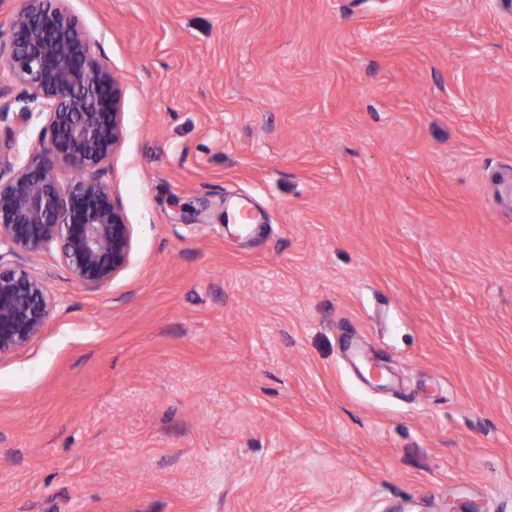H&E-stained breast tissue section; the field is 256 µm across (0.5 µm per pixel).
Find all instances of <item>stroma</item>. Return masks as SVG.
<instances>
[{
  "label": "stroma",
  "instance_id": "obj_1",
  "mask_svg": "<svg viewBox=\"0 0 512 512\" xmlns=\"http://www.w3.org/2000/svg\"><path fill=\"white\" fill-rule=\"evenodd\" d=\"M503 3L67 0L133 246L100 288L21 258L55 310L0 358V512H512Z\"/></svg>",
  "mask_w": 512,
  "mask_h": 512
}]
</instances>
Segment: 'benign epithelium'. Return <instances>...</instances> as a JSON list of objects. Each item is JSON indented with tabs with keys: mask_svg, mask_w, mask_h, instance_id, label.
I'll list each match as a JSON object with an SVG mask.
<instances>
[{
	"mask_svg": "<svg viewBox=\"0 0 512 512\" xmlns=\"http://www.w3.org/2000/svg\"><path fill=\"white\" fill-rule=\"evenodd\" d=\"M4 65L19 92L0 103V170L10 165L14 128L45 117L42 153L9 177L0 173V358L29 346L55 308L44 278L13 258L57 248L69 276L103 287L125 269L132 225L103 175L125 138L123 91L65 0H23L8 31ZM20 104L17 109L13 103ZM82 172L64 187L52 160Z\"/></svg>",
	"mask_w": 512,
	"mask_h": 512,
	"instance_id": "1",
	"label": "benign epithelium"
}]
</instances>
